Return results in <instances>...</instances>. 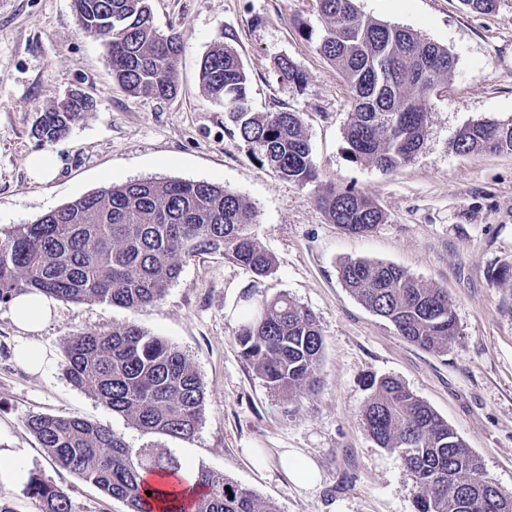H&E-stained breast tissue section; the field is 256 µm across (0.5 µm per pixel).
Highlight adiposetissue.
<instances>
[{
    "mask_svg": "<svg viewBox=\"0 0 512 512\" xmlns=\"http://www.w3.org/2000/svg\"><path fill=\"white\" fill-rule=\"evenodd\" d=\"M53 301L40 292H22L13 296L10 302V315L20 331L26 332L27 340L16 347L17 362L29 373H46L54 364V359L44 345L34 340L53 316Z\"/></svg>",
    "mask_w": 512,
    "mask_h": 512,
    "instance_id": "obj_1",
    "label": "adipose tissue"
}]
</instances>
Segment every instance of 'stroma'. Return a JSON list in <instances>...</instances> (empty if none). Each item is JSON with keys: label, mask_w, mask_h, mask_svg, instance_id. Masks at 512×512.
Returning <instances> with one entry per match:
<instances>
[{"label": "stroma", "mask_w": 512, "mask_h": 512, "mask_svg": "<svg viewBox=\"0 0 512 512\" xmlns=\"http://www.w3.org/2000/svg\"><path fill=\"white\" fill-rule=\"evenodd\" d=\"M161 31L182 30L184 48L168 98H138L113 78L107 49L78 28L72 0H0V228L39 216L109 183L182 179L223 185L257 212L254 234L275 261L261 282L212 254L192 257L157 304L130 310L94 301L56 302L40 341L56 363L45 375L20 367L18 332L0 303V448H24L32 474L61 488L74 512H127L78 475L53 466L25 425L29 415L77 416L204 467L276 503L280 512H416L419 494L400 459L365 432L371 377H391L425 401L479 457L488 477L512 495V155L458 154L449 144L469 124L512 119V0L488 14L462 0H355L370 18L413 29L455 58L431 98L422 147L386 172L352 162L344 129L351 91L316 44L324 21L316 0H152ZM234 47L256 112L299 113L320 183L351 186L386 220L352 234L330 223L315 186L301 187L260 164L213 104L200 81L215 44ZM293 61L300 84L284 81ZM79 91L93 108L54 143L42 141L43 111ZM52 151L54 177L32 178L29 160ZM368 259L404 269L442 288L458 332L445 349L424 350L344 287L345 261ZM288 295L316 317L323 337L316 391L285 397L269 389L234 339L237 303L250 285ZM133 323L181 349L205 392L192 439L141 432L65 374V341L88 329ZM264 449L253 467L245 451ZM294 448L318 467L308 489L278 466Z\"/></svg>", "instance_id": "obj_1"}]
</instances>
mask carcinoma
<instances>
[{"instance_id":"1","label":"carcinoma","mask_w":512,"mask_h":512,"mask_svg":"<svg viewBox=\"0 0 512 512\" xmlns=\"http://www.w3.org/2000/svg\"><path fill=\"white\" fill-rule=\"evenodd\" d=\"M80 31L106 46L112 74L131 95L166 98L183 49L179 32L154 22L151 0H73ZM325 22L317 51L347 81L351 112L344 130L349 158L393 171L421 147L432 90L455 60L448 49L414 30L361 15L354 0H317ZM200 79L224 105L250 153L302 187L318 172L296 112H254L249 77L238 52L217 44L202 60ZM89 109L74 97L40 116L39 135L63 137ZM458 154L512 153V120L478 121L450 143ZM318 202L329 221L360 234L385 222L383 210L353 187L329 184ZM254 208L236 193L206 181L133 180L108 184L40 216L0 230V302L38 291L59 299L108 302L138 309L158 303L197 254H219L243 266L254 282L274 270L256 241ZM346 288L398 335L421 348L442 350L457 334L444 289L426 288L393 264L357 259L340 267ZM235 338L270 389L291 395L313 390L323 338L313 313L282 294L243 299ZM70 382L146 434L189 440L203 414L200 375L175 345L135 324L86 330L64 347ZM363 410L376 444L396 454L420 488L417 512H512V496L483 472L479 459L423 400L390 377L373 378ZM53 465L77 474L128 512H158L160 492L141 473H176L184 463L167 452L132 448L124 436L76 416L32 414L25 420ZM194 512H279L247 489L206 468L196 470ZM41 512H72L69 497L39 476L28 483ZM152 496H147V492Z\"/></svg>"}]
</instances>
